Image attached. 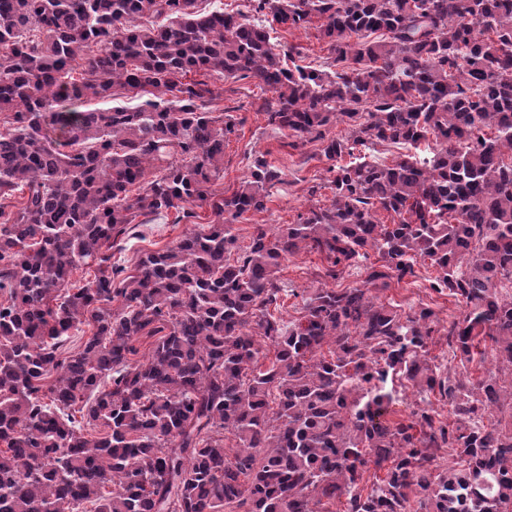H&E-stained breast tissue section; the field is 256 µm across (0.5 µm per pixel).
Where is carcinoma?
Instances as JSON below:
<instances>
[{"mask_svg": "<svg viewBox=\"0 0 512 512\" xmlns=\"http://www.w3.org/2000/svg\"><path fill=\"white\" fill-rule=\"evenodd\" d=\"M315 18L328 60L285 65L273 25ZM212 79L253 80L267 126L331 162L328 206L254 225L234 258L233 223L285 180L257 155L211 191L235 132ZM68 100L111 105L46 115ZM2 112L0 512H512V0H0ZM383 143L410 153L354 155ZM203 207L207 228L112 262L139 224ZM301 250L366 278L307 289L286 322L278 272ZM420 260L465 307L452 373L434 309L378 296ZM397 384L418 398L403 419Z\"/></svg>", "mask_w": 512, "mask_h": 512, "instance_id": "1", "label": "carcinoma"}]
</instances>
